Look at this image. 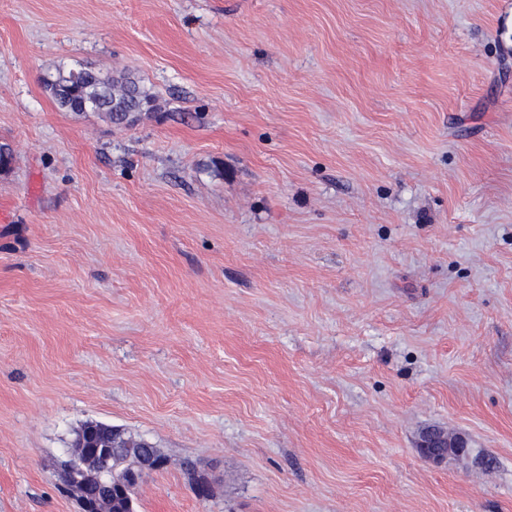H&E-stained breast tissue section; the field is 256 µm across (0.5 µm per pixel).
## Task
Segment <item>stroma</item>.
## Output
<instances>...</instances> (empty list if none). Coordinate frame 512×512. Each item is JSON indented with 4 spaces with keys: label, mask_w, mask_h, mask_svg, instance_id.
Masks as SVG:
<instances>
[{
    "label": "stroma",
    "mask_w": 512,
    "mask_h": 512,
    "mask_svg": "<svg viewBox=\"0 0 512 512\" xmlns=\"http://www.w3.org/2000/svg\"><path fill=\"white\" fill-rule=\"evenodd\" d=\"M0 143V512L92 421L137 512H512V0H0ZM45 86L60 109L76 114L100 112L113 123L133 121L136 114L152 112L155 107L154 97L130 78H115L87 67L59 69L54 78L45 80ZM418 447L426 461L439 466L447 462L448 457H464L468 442L459 434H449L440 429L431 428L421 434ZM119 443L126 450L112 461L110 479L115 483L112 489V498H102L96 482L88 480L86 483V495L99 502L100 511L97 512H131L128 509L130 501H132L133 507V491L122 480H125L132 471H137L141 459L148 456L150 452H156L158 457L163 461L166 460L157 448L148 446L144 439L128 436L126 439L120 438Z\"/></svg>",
    "instance_id": "1"
}]
</instances>
